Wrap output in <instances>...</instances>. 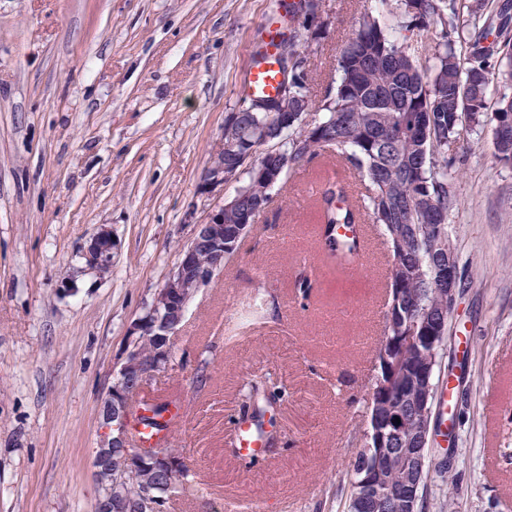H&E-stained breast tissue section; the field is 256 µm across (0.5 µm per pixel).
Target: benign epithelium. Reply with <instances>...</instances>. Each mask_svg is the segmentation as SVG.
I'll list each match as a JSON object with an SVG mask.
<instances>
[{"mask_svg":"<svg viewBox=\"0 0 512 512\" xmlns=\"http://www.w3.org/2000/svg\"><path fill=\"white\" fill-rule=\"evenodd\" d=\"M230 131L225 129L213 150L202 176L199 194H222L237 181L226 179L224 173V146ZM112 230L104 227L92 237L82 253L85 268L103 276L112 269ZM224 270V203H219L206 219L194 225L187 243L180 249L178 259L164 283L155 292L143 313L126 330V346L122 362L113 373L111 383L102 398L103 431L94 451L96 470H110L116 462L130 478L139 482V499L134 504L123 496L111 497L102 504L105 512H134L146 505L151 512H165L167 506L154 494V483L146 474H140L138 463L143 459L172 462L184 466V460L167 449L134 448L130 445L128 418L131 402L151 377L173 362L169 347L185 319L189 303L198 289ZM108 448L122 449V455L112 459Z\"/></svg>","mask_w":512,"mask_h":512,"instance_id":"obj_1","label":"benign epithelium"}]
</instances>
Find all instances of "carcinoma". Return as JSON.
Masks as SVG:
<instances>
[{
  "instance_id": "obj_1",
  "label": "carcinoma",
  "mask_w": 512,
  "mask_h": 512,
  "mask_svg": "<svg viewBox=\"0 0 512 512\" xmlns=\"http://www.w3.org/2000/svg\"><path fill=\"white\" fill-rule=\"evenodd\" d=\"M401 14L441 26V49L432 67L424 68L408 46L399 43L380 22L375 0L360 18L359 30L336 59L334 93L320 101L307 87V48L326 26L303 27L288 40V123L249 107L230 112L224 164L244 179L238 195L224 210L225 253L239 245L236 225L253 224L272 202L271 188H287L293 171L319 156H328L361 178L356 197L340 178L328 184L320 200L319 237L324 257L343 268L356 261V239L336 237L340 225L371 224L380 229L389 249V296L382 340L397 351L380 366L389 397L381 413L403 416L405 426L384 431L387 452L379 469L383 481L372 490L377 507L369 512H410L401 501L410 428L431 423L434 404L424 405L414 386L416 369L433 360L434 369L447 349L448 229L456 206L448 143L490 117L496 160L512 167V0H397ZM293 20L318 21L322 0H298ZM464 46L458 56L455 44ZM312 112L320 117L307 121ZM282 390L271 377L249 382L242 410L259 430ZM194 475L185 468L175 480H161L162 494L186 495ZM99 498L117 489L133 498V481L119 471L98 481Z\"/></svg>"
}]
</instances>
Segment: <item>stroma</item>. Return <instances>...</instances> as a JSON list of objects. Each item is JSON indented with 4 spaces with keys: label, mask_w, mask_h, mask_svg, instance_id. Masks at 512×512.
Here are the masks:
<instances>
[{
    "label": "stroma",
    "mask_w": 512,
    "mask_h": 512,
    "mask_svg": "<svg viewBox=\"0 0 512 512\" xmlns=\"http://www.w3.org/2000/svg\"><path fill=\"white\" fill-rule=\"evenodd\" d=\"M275 0H0V512H95L101 401L127 327L175 265L224 120L246 95ZM367 0H326L309 49L313 99L336 85V57ZM483 123L448 146L458 170L450 216L464 287L439 372L449 392L451 475L430 473L425 512H512V167ZM331 167L315 159L275 196L223 273L198 290L172 339L174 362L139 401L177 407L166 434L200 491L169 512H346L365 446L382 338L386 246L335 270L315 235ZM111 273L81 253L100 228ZM313 286L301 296L300 271ZM78 291L58 287L65 276ZM259 290L257 317L240 294ZM206 373L196 385L197 373ZM288 394L276 443L237 458L234 424L253 375Z\"/></svg>",
    "instance_id": "35a3bbf8"
}]
</instances>
